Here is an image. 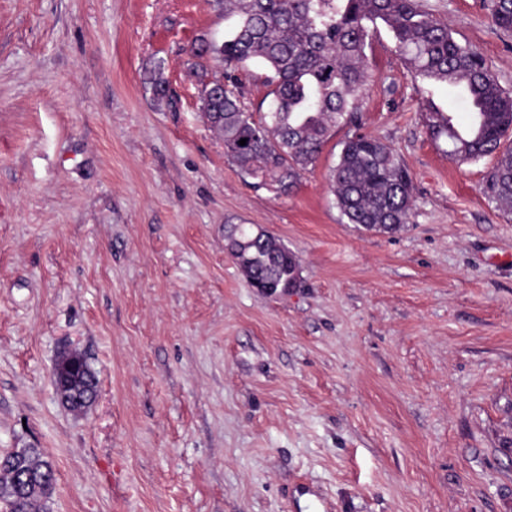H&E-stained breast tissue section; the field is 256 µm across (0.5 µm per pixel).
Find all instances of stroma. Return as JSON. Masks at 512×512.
Listing matches in <instances>:
<instances>
[{
	"instance_id": "stroma-1",
	"label": "stroma",
	"mask_w": 512,
	"mask_h": 512,
	"mask_svg": "<svg viewBox=\"0 0 512 512\" xmlns=\"http://www.w3.org/2000/svg\"><path fill=\"white\" fill-rule=\"evenodd\" d=\"M512 90L484 0H423ZM215 0H0V456L42 449L47 512H512V214L493 158L449 160L447 109L385 27L357 127L281 192L253 188L199 103ZM161 70L170 96L149 83ZM361 132L415 187L398 233L343 223L328 176ZM231 224L299 259L252 288ZM79 348L98 397L63 407Z\"/></svg>"
}]
</instances>
